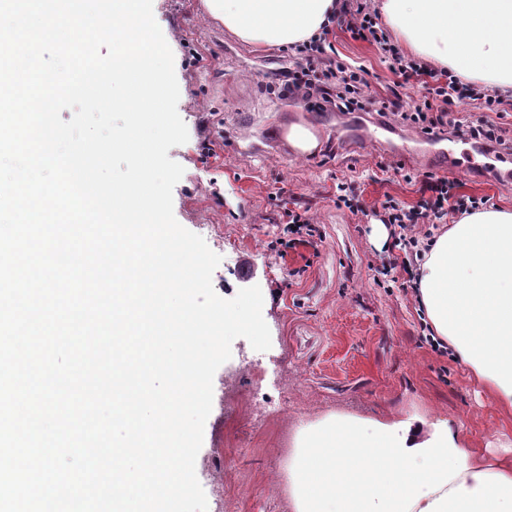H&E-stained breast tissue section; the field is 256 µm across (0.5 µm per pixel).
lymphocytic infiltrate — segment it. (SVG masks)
Returning a JSON list of instances; mask_svg holds the SVG:
<instances>
[{
    "label": "lymphocytic infiltrate",
    "mask_w": 512,
    "mask_h": 512,
    "mask_svg": "<svg viewBox=\"0 0 512 512\" xmlns=\"http://www.w3.org/2000/svg\"><path fill=\"white\" fill-rule=\"evenodd\" d=\"M336 23L353 39L367 42L382 53L395 77L392 86L378 99H366V67L332 56L327 50V35L321 32L297 45L299 61L289 72L282 95L296 98L313 112H365L372 108L379 117H393L396 123L430 137L464 136L477 145L512 148V142L506 140L502 128L494 121L495 116L507 111L500 96L463 81L452 70H437L405 55L391 42L367 0H344ZM405 86L418 89L417 98L406 108L399 101V90ZM470 102L485 111V118L468 121L455 117L453 105ZM423 187L429 196L418 206L408 208L391 198L381 205L382 222L389 229L394 248L403 254L400 267L405 274L402 286L406 289L417 288L415 264L422 261L426 244L434 239L439 226L488 203L484 197L457 193L454 181L433 173L425 176Z\"/></svg>",
    "instance_id": "lymphocytic-infiltrate-1"
}]
</instances>
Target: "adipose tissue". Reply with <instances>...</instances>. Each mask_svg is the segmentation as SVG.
<instances>
[{"instance_id":"ef3b65f1","label":"adipose tissue","mask_w":512,"mask_h":512,"mask_svg":"<svg viewBox=\"0 0 512 512\" xmlns=\"http://www.w3.org/2000/svg\"><path fill=\"white\" fill-rule=\"evenodd\" d=\"M243 43L292 47L338 0H205ZM411 56L512 97V0H377ZM420 301L437 338L512 409V209L463 216L431 244ZM295 512H512V461L464 447L446 422L334 416L296 441Z\"/></svg>"}]
</instances>
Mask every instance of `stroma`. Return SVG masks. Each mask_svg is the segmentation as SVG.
<instances>
[{"label": "stroma", "mask_w": 512, "mask_h": 512, "mask_svg": "<svg viewBox=\"0 0 512 512\" xmlns=\"http://www.w3.org/2000/svg\"><path fill=\"white\" fill-rule=\"evenodd\" d=\"M153 13L174 55L177 111L189 132L168 152L184 168L174 215L220 256L212 275L220 297L261 288L271 334L264 352L235 339L215 373V405L195 465L208 503L223 502L224 512H294L288 469L296 439L336 415L443 420L466 447L512 448V412L456 357L423 342L412 290L378 284L388 239L335 202L336 184L345 181L369 209L389 196L417 204L421 184L398 173L399 152L459 156L476 145L431 141L391 122L379 143H357L347 114L310 112L279 96L294 49L243 44L203 0H153ZM331 41L341 59L367 68L372 92L385 93L393 77L375 46L340 31ZM295 124L314 131L312 152L273 147ZM448 177L460 193L512 208V184L466 168ZM287 207L318 225L312 244L284 246Z\"/></svg>", "instance_id": "stroma-1"}]
</instances>
